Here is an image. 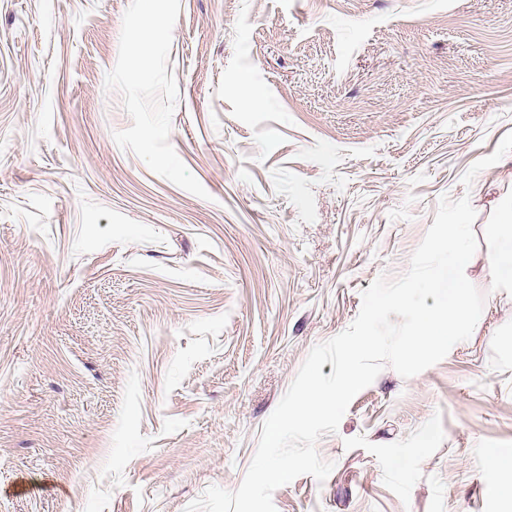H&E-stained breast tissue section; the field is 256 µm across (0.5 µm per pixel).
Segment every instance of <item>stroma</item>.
<instances>
[{"mask_svg":"<svg viewBox=\"0 0 512 512\" xmlns=\"http://www.w3.org/2000/svg\"><path fill=\"white\" fill-rule=\"evenodd\" d=\"M444 195L477 213L473 334L384 368L276 512L502 510L481 474L512 453V294L487 265L512 0H0V512L237 489Z\"/></svg>","mask_w":512,"mask_h":512,"instance_id":"obj_1","label":"stroma"}]
</instances>
